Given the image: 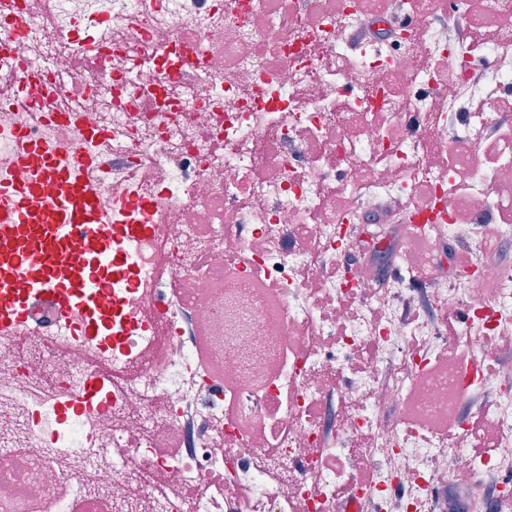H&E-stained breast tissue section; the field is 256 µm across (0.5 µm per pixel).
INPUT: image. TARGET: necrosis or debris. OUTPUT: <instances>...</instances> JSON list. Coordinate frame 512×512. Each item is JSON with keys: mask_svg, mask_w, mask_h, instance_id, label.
Masks as SVG:
<instances>
[{"mask_svg": "<svg viewBox=\"0 0 512 512\" xmlns=\"http://www.w3.org/2000/svg\"><path fill=\"white\" fill-rule=\"evenodd\" d=\"M26 31L0 15V171L20 131L68 157L69 111L104 205L156 206L101 330L48 301L0 335V512H512V0H42ZM28 68L59 94L17 97ZM351 224L394 276H323ZM98 370L109 398L61 420ZM462 404L495 458L438 428Z\"/></svg>", "mask_w": 512, "mask_h": 512, "instance_id": "4bbe7bcc", "label": "necrosis or debris"}]
</instances>
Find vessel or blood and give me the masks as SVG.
I'll use <instances>...</instances> for the list:
<instances>
[{"instance_id": "1", "label": "vessel or blood", "mask_w": 512, "mask_h": 512, "mask_svg": "<svg viewBox=\"0 0 512 512\" xmlns=\"http://www.w3.org/2000/svg\"><path fill=\"white\" fill-rule=\"evenodd\" d=\"M78 134L71 157L58 161L49 143L16 139L21 177H0V225L18 229L7 272L0 275V332L26 321L37 299L51 298L63 313L94 315L88 288L95 275L97 251L118 256L125 225L147 224L154 202L137 199L120 218L101 205L95 171L101 158L85 148L98 131L79 114L67 117Z\"/></svg>"}]
</instances>
